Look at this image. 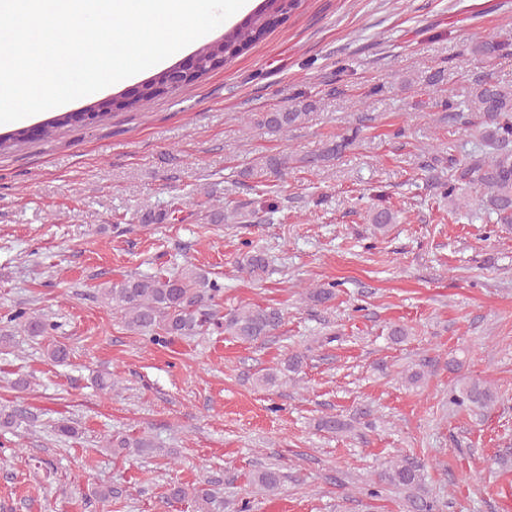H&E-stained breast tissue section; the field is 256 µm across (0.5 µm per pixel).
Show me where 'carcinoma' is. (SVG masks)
<instances>
[{"label":"carcinoma","mask_w":512,"mask_h":512,"mask_svg":"<svg viewBox=\"0 0 512 512\" xmlns=\"http://www.w3.org/2000/svg\"><path fill=\"white\" fill-rule=\"evenodd\" d=\"M300 5V0H263V4L247 20L231 28L224 35L198 49L203 75L215 68L217 57L227 62L246 51L268 27L271 20L291 14ZM505 47L492 41L480 40L472 43L469 52L480 61L488 63L503 54ZM169 93L147 81L141 84L139 97L129 100L120 94L97 102L98 112L94 119L102 121L115 110L128 109L142 101L152 100ZM448 109L462 115L477 112L482 118L484 138L490 149L488 158L462 163L453 158H434L430 169L448 164V176H432L435 188L451 203L458 201V190L463 185H472L484 190L486 203L496 215V223L512 227V86H504L488 73L477 76L471 87L469 104L447 101ZM311 105L291 108L285 112H266L263 123L273 130H287L305 122ZM357 135L344 137L325 146L319 153L304 155L297 159L288 154L264 155L250 162L242 175L259 183L269 178L283 179L288 175L290 161L304 168L324 166L336 159L356 141ZM370 222L379 230L396 223V213L385 207H375L370 213ZM240 269L249 277L259 279L269 271L266 255L255 249L247 252L240 262ZM224 287L208 273L195 266L184 267L175 273L154 275H129L112 282L103 289L101 297L112 310L119 313L122 323L131 332L148 337L157 343H167L175 338L193 339L205 336L212 330L224 334L240 343H255L275 334L284 323V314L272 305H254L234 309L228 313L219 310V299ZM335 297L331 288H309L305 299L314 305H325ZM7 324L20 328L33 339H50L47 356L55 364L65 362L69 349L63 342L53 339L59 324L49 317L29 309H20L7 318ZM304 356L292 353L277 363L272 371L257 378L261 386H271L280 379L301 372ZM497 400V394L487 383L475 380L450 392L448 404L468 410L487 411ZM35 416L23 408L0 409V431L32 422ZM351 425L336 414H325L316 422V429L331 435L347 432ZM106 447L115 454L124 456L149 455L160 451L149 434L112 435L105 440ZM286 475L276 466L263 467L249 476L252 486L274 494L283 485ZM424 465L414 458L403 457L389 462L372 481L370 496L377 497L389 487L402 488L407 492L409 512H436V502L430 499L424 488ZM207 481L196 486L179 482L168 484L167 503H186L192 512H250V502L226 501L217 496ZM125 489L118 485L103 483L92 490L89 497L98 503L119 502Z\"/></svg>","instance_id":"obj_1"}]
</instances>
